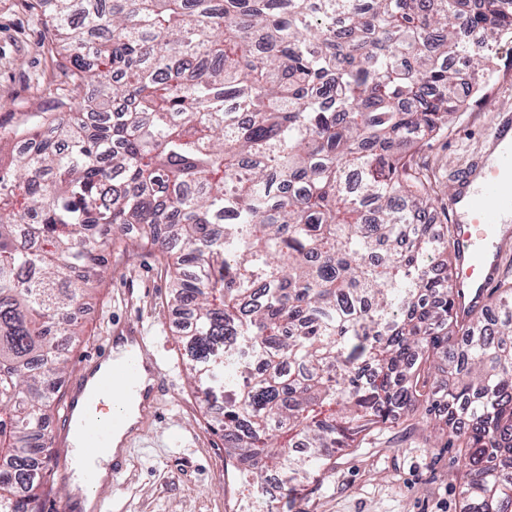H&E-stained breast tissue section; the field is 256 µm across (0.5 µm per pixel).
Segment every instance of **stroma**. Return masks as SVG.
Listing matches in <instances>:
<instances>
[{
    "instance_id": "35a3bbf8",
    "label": "stroma",
    "mask_w": 512,
    "mask_h": 512,
    "mask_svg": "<svg viewBox=\"0 0 512 512\" xmlns=\"http://www.w3.org/2000/svg\"><path fill=\"white\" fill-rule=\"evenodd\" d=\"M62 55L35 0H0V127L35 124L53 112L70 86ZM512 110V38L498 42L495 73L467 108L420 146L414 164L434 189L435 224H451L448 199L460 191L454 173L494 149L491 132ZM169 288L159 252L139 241L113 258L94 304L82 314V341L67 344L68 388L80 363L103 351L108 336L126 327L154 336L163 371L158 409H146L128 440L125 473L98 487L110 512H232L242 495L221 431L209 426L186 378L180 342L182 314L168 307ZM332 474L300 491L294 505L265 500L267 512H461L465 470L455 449L429 431L396 424L373 433L361 447L336 453ZM223 476V490L212 486Z\"/></svg>"
}]
</instances>
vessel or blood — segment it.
I'll return each mask as SVG.
<instances>
[{
  "label": "vessel or blood",
  "instance_id": "1",
  "mask_svg": "<svg viewBox=\"0 0 512 512\" xmlns=\"http://www.w3.org/2000/svg\"><path fill=\"white\" fill-rule=\"evenodd\" d=\"M480 182L470 196L449 197L448 208L455 217V253L458 267L456 307L465 312L471 305L484 303L485 290L501 272V256L512 242V226L503 224L504 210L512 211V147L502 152L496 164L482 167ZM150 339L140 335L135 348L115 355L105 348L96 360L104 371L94 379L92 392L76 388L53 431V443L64 476H71L77 465H84L87 478H94L93 464L111 462V436L122 424L123 406L115 404L111 416L81 411V403H94L104 396H124L138 392L143 373L161 378L162 370L149 353ZM112 464L120 472V463Z\"/></svg>",
  "mask_w": 512,
  "mask_h": 512
}]
</instances>
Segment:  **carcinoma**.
<instances>
[{"mask_svg":"<svg viewBox=\"0 0 512 512\" xmlns=\"http://www.w3.org/2000/svg\"><path fill=\"white\" fill-rule=\"evenodd\" d=\"M73 97L0 151V512L62 480L47 422L112 255L160 252L237 481L285 497L410 417L463 512H512V282L455 311L403 151L483 89L512 0H37ZM95 100L78 97L85 88Z\"/></svg>","mask_w":512,"mask_h":512,"instance_id":"cac0c4a2","label":"carcinoma"}]
</instances>
